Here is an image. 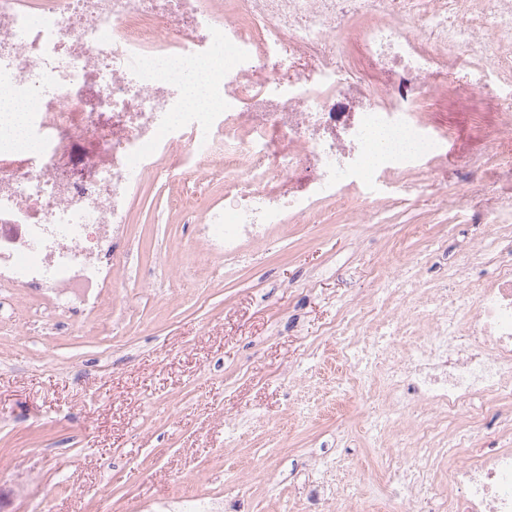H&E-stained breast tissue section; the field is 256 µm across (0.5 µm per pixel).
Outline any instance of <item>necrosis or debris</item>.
Returning a JSON list of instances; mask_svg holds the SVG:
<instances>
[{
  "mask_svg": "<svg viewBox=\"0 0 512 512\" xmlns=\"http://www.w3.org/2000/svg\"><path fill=\"white\" fill-rule=\"evenodd\" d=\"M230 2L228 21L220 0H0V91L24 109L18 133L0 128V281L75 297L102 287L114 228L148 175L222 181L223 206L176 204L210 228L211 249L234 255L287 217L318 223L316 202L438 167L440 142L415 106L444 75L478 92L512 87V0ZM354 46L389 73L382 97L350 65ZM224 51L231 63L209 85L219 110L190 107L187 66ZM375 128L411 149L369 162ZM86 137L99 147L75 175L61 158ZM300 171L301 189L279 190ZM507 220L449 266L455 292L418 280L403 314L381 319L367 301L329 328L359 338L351 366L384 372L408 503L444 459L447 512H512V448H472L487 419L512 439Z\"/></svg>",
  "mask_w": 512,
  "mask_h": 512,
  "instance_id": "4bbe7bcc",
  "label": "necrosis or debris"
}]
</instances>
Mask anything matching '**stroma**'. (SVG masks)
Listing matches in <instances>:
<instances>
[{
	"label": "stroma",
	"mask_w": 512,
	"mask_h": 512,
	"mask_svg": "<svg viewBox=\"0 0 512 512\" xmlns=\"http://www.w3.org/2000/svg\"><path fill=\"white\" fill-rule=\"evenodd\" d=\"M503 101L441 81L423 112L449 158L512 153ZM435 189L327 200L235 258L210 250L178 195L223 204L222 184L145 177L118 257L123 287L65 304L0 288V512H406L391 487L373 394L348 381L346 303L376 279H448L491 224Z\"/></svg>",
	"instance_id": "obj_1"
}]
</instances>
